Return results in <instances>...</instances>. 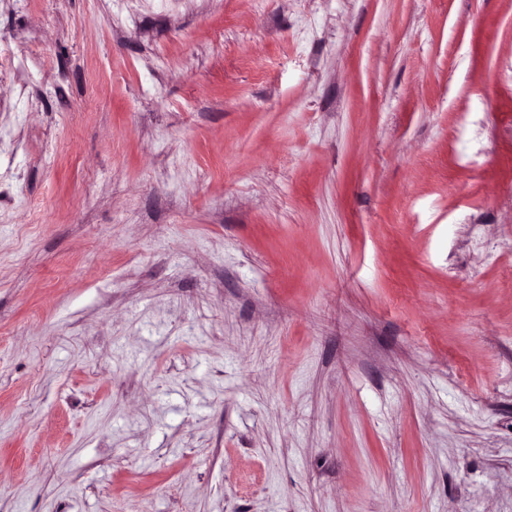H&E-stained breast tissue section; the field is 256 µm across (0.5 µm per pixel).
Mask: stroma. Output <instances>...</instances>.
I'll return each mask as SVG.
<instances>
[{
    "label": "stroma",
    "mask_w": 512,
    "mask_h": 512,
    "mask_svg": "<svg viewBox=\"0 0 512 512\" xmlns=\"http://www.w3.org/2000/svg\"><path fill=\"white\" fill-rule=\"evenodd\" d=\"M512 0H0V512H512Z\"/></svg>",
    "instance_id": "stroma-1"
}]
</instances>
